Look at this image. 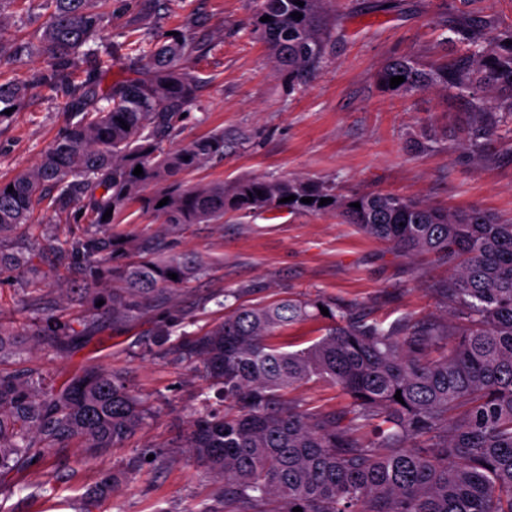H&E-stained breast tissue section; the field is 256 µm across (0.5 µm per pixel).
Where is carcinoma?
I'll return each instance as SVG.
<instances>
[{"instance_id": "carcinoma-1", "label": "carcinoma", "mask_w": 512, "mask_h": 512, "mask_svg": "<svg viewBox=\"0 0 512 512\" xmlns=\"http://www.w3.org/2000/svg\"><path fill=\"white\" fill-rule=\"evenodd\" d=\"M302 2L259 0L252 20V33L291 85L319 69L334 38L323 0ZM166 4L145 0L137 33L125 43L145 60L131 76L109 79L112 65L98 59L109 17L90 0H44L48 19L37 42L8 55L0 49V61L46 57L34 85L60 94L73 115L39 161L0 183V276L27 266L36 282L46 278L33 263L27 223L34 203L50 194L63 210L79 206L96 226L116 223L133 204L183 226L257 210L330 213L403 255H432L449 271L431 283L452 315L446 323L405 319L386 328L321 297L244 304L239 290L224 294L234 304L217 301L224 319L178 345L229 406L201 413L179 443L214 484L211 503L198 512H512V221L391 193L341 198L304 178L185 184L181 175L224 157L229 141L216 132L164 147L197 98L190 63L205 50L186 34L159 43L146 37ZM443 27L444 43L462 52L428 63L394 58L378 73L379 87L403 95L437 88L462 101L467 118L454 142L475 160L487 158L494 142L512 150V138L501 135L512 132V26L462 12ZM394 76L405 81L392 89ZM26 96L22 86L0 84V121ZM138 165L141 176L133 174ZM290 195L296 199L280 202ZM322 198L332 202L321 206ZM52 250L82 282L58 289L61 300L91 314L66 320L32 304L28 327L0 323V360L22 356L29 337L69 357L104 327L148 317L157 322L151 344L161 347L181 319L179 285L204 271L197 256L167 255L152 236L91 230ZM315 320L326 324L313 344L289 350L275 342L284 329ZM314 378L348 397L343 411L308 412L289 398ZM151 416L124 372L108 365L81 367L62 382L38 367L0 370V474L71 443L88 458L102 456ZM124 480L121 472L100 474L87 501L114 495Z\"/></svg>"}]
</instances>
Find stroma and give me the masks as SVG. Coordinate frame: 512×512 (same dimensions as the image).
<instances>
[{
  "mask_svg": "<svg viewBox=\"0 0 512 512\" xmlns=\"http://www.w3.org/2000/svg\"><path fill=\"white\" fill-rule=\"evenodd\" d=\"M144 0H94L109 16L103 49L123 43ZM257 0H169L153 23L162 37L190 31L208 48L196 64L201 90L170 142L177 149L220 130L232 146L223 158L203 163L188 184L233 182L250 176L304 177L334 187L341 197L392 192L455 211L479 208L512 218V152L494 148L490 161L468 163L450 149L462 119L460 101L441 91L409 95L382 92L377 72L388 60L410 56L429 62L447 56L440 22L453 11L512 23V0H325L336 37L322 68L288 86L268 49L248 31ZM47 17L43 0H0V46L36 41ZM69 115L63 98L33 90L11 119L0 122V181L37 162L57 139ZM426 146L407 153L406 141ZM34 234L53 228L59 239L80 236L90 224L78 206L58 212L51 201L35 205ZM112 233L158 235L169 253L192 252L206 270L188 282L178 302L186 318L167 346L146 351L152 328L108 327L68 358L37 349L28 366L62 377L84 364L125 369L132 387L155 414L133 438L105 456L82 460L75 447L50 454L0 482V512H74L73 502L106 471H124L120 493L95 502L91 512H199L213 486L200 480L195 460L177 449L203 402L217 404L215 389L169 349L182 334L206 331L224 317L210 294L247 289L258 302L323 295L391 324L405 317L440 319L448 309L428 284L447 275L426 257H405L331 214L278 216L258 211L220 224L163 227L159 218L130 207ZM30 275L17 268L0 277V322L29 318ZM310 410L341 411L347 400L334 386L310 382L291 393ZM159 462L143 463L145 451Z\"/></svg>",
  "mask_w": 512,
  "mask_h": 512,
  "instance_id": "obj_1",
  "label": "stroma"
}]
</instances>
